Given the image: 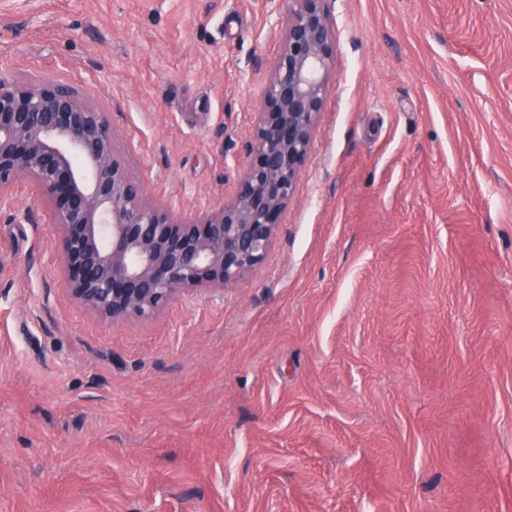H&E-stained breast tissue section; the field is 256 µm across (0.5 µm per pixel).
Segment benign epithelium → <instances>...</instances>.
<instances>
[{
    "label": "benign epithelium",
    "mask_w": 512,
    "mask_h": 512,
    "mask_svg": "<svg viewBox=\"0 0 512 512\" xmlns=\"http://www.w3.org/2000/svg\"><path fill=\"white\" fill-rule=\"evenodd\" d=\"M327 0H289L236 200L183 224L146 201L114 157L107 113L74 86L0 79V200L32 181L53 207L70 295L112 321L259 265L309 154L336 69Z\"/></svg>",
    "instance_id": "obj_1"
}]
</instances>
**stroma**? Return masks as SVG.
I'll list each match as a JSON object with an SVG mask.
<instances>
[{"label": "stroma", "mask_w": 512, "mask_h": 512, "mask_svg": "<svg viewBox=\"0 0 512 512\" xmlns=\"http://www.w3.org/2000/svg\"><path fill=\"white\" fill-rule=\"evenodd\" d=\"M336 70L265 260L108 322L0 204V512H512V0H328ZM286 0H0L183 223L234 202Z\"/></svg>", "instance_id": "35a3bbf8"}]
</instances>
